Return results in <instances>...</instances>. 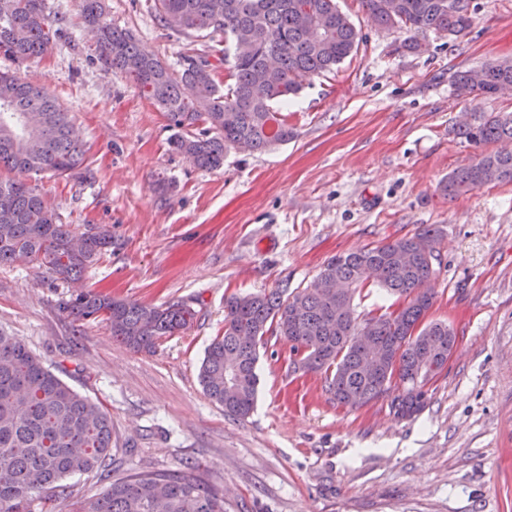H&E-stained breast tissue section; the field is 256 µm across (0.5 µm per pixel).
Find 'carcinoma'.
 Listing matches in <instances>:
<instances>
[{
  "instance_id": "cac0c4a2",
  "label": "carcinoma",
  "mask_w": 512,
  "mask_h": 512,
  "mask_svg": "<svg viewBox=\"0 0 512 512\" xmlns=\"http://www.w3.org/2000/svg\"><path fill=\"white\" fill-rule=\"evenodd\" d=\"M362 0L382 29L416 33L403 50L426 51L418 34L459 36L469 30L477 7L452 9L450 0ZM85 23L95 31L98 56L106 69H119L160 107L172 130L171 152L190 157L213 171L224 154L244 142L250 152L286 143L293 130L277 105L298 94L316 75L330 72L358 50L360 38L336 0H154L152 8L166 28L208 41L198 55L182 56L180 73L140 48L135 35L112 25L105 0H80ZM62 19L51 17L45 0H0V52L18 60L46 55L62 36ZM243 41L252 51L240 56ZM276 53L280 79H266L270 53ZM224 68V80L217 78ZM484 81L472 71H457L452 85L460 96H491L512 86V58L484 65ZM457 135L478 147L512 140V113L477 112ZM85 144L69 113L43 87L0 73V266L36 261L63 280L76 281L112 247V236L83 233L84 247L70 249L71 225L61 222L51 203L24 179L29 173L57 178L81 176ZM512 182V152H490L448 174L441 191L454 198L484 185ZM431 225L410 237L331 257L322 276L349 285L339 296L303 288L288 296L232 295L224 301V332L208 345L199 368L206 395L228 415L245 418L253 409L259 378L256 364L268 335L291 344L293 369L325 375L327 391L340 405L367 404L390 393L397 416L410 418L424 406L423 387L448 363L455 336L448 324L426 321L434 298L418 290L435 274L437 255L419 243H438ZM408 251L399 265L396 253ZM374 283L397 297L394 311L356 314L354 298ZM75 322H104L114 341L137 352H152L158 342L193 322L182 302L159 306L116 299L83 290L63 303ZM371 329L382 346L385 367L369 373L366 349L358 342ZM237 380L231 402L224 379ZM112 422L97 404L46 368L25 343L0 330V512H31L37 499L67 495L64 481L77 473L108 477ZM76 512H224V495L206 484L195 467L141 471L110 483L80 502Z\"/></svg>"
}]
</instances>
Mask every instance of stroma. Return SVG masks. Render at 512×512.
I'll list each match as a JSON object with an SVG mask.
<instances>
[{
  "label": "stroma",
  "instance_id": "1",
  "mask_svg": "<svg viewBox=\"0 0 512 512\" xmlns=\"http://www.w3.org/2000/svg\"><path fill=\"white\" fill-rule=\"evenodd\" d=\"M469 33L428 34L429 50L400 52L407 33L383 30L361 0H337L362 41L336 71L288 104V143L232 150L216 171L171 153L163 112L133 80L105 71L79 0H46L64 17L51 53L0 71L44 86L88 147L83 177L26 180L75 233L107 228L112 247L86 287L159 305L182 302L191 325L136 352L103 323L60 310L74 284L37 263L0 266V329L99 404L112 420V478L199 467L224 512H512V182L455 198L440 185L478 153L453 128L474 111H512V88L456 96L451 76L512 57V0H476ZM114 25L169 65L190 41L163 27L146 0H108ZM441 232L428 317L456 336L446 367L425 385L422 412L399 418L389 398L336 405L324 375L289 366L290 345L260 350L254 409L225 413L199 383L224 299L310 285L334 255ZM71 494L33 512H72L106 484L68 478Z\"/></svg>",
  "mask_w": 512,
  "mask_h": 512
}]
</instances>
